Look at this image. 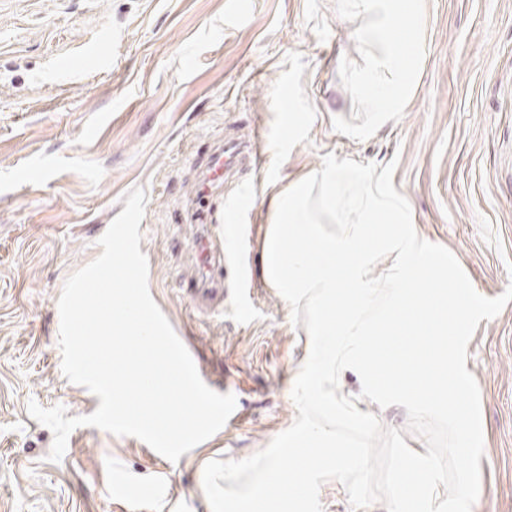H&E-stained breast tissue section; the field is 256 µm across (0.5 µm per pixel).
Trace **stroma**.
<instances>
[{
  "label": "stroma",
  "mask_w": 512,
  "mask_h": 512,
  "mask_svg": "<svg viewBox=\"0 0 512 512\" xmlns=\"http://www.w3.org/2000/svg\"><path fill=\"white\" fill-rule=\"evenodd\" d=\"M0 0V512H211L205 465L242 460L288 429L305 326L261 275L272 199L327 154L396 162L417 234L458 259L482 296L512 284V0H419L416 65L401 111L374 126L352 78L370 20L350 0ZM91 53L109 67L84 71ZM261 134L207 217L224 240L223 297H192L201 226L180 221L213 147ZM144 188L149 292L208 386L240 416L170 462L142 440L81 426L60 462L29 401L93 413L62 373L58 300L69 275ZM244 266L245 280L235 268ZM466 368L484 454L472 512H512V302L481 320ZM340 393L407 430L404 407Z\"/></svg>",
  "instance_id": "stroma-1"
}]
</instances>
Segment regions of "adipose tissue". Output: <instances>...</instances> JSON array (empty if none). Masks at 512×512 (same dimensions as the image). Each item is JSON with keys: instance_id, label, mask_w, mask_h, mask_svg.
I'll return each instance as SVG.
<instances>
[{"instance_id": "obj_1", "label": "adipose tissue", "mask_w": 512, "mask_h": 512, "mask_svg": "<svg viewBox=\"0 0 512 512\" xmlns=\"http://www.w3.org/2000/svg\"><path fill=\"white\" fill-rule=\"evenodd\" d=\"M398 0H352L358 12L371 17L369 28L359 32L361 41L370 43L363 70L355 82L357 91H369L375 96L378 122H385L392 112L398 111L411 83V44L395 40L391 31L397 24L411 27L416 23L412 13L400 12Z\"/></svg>"}]
</instances>
